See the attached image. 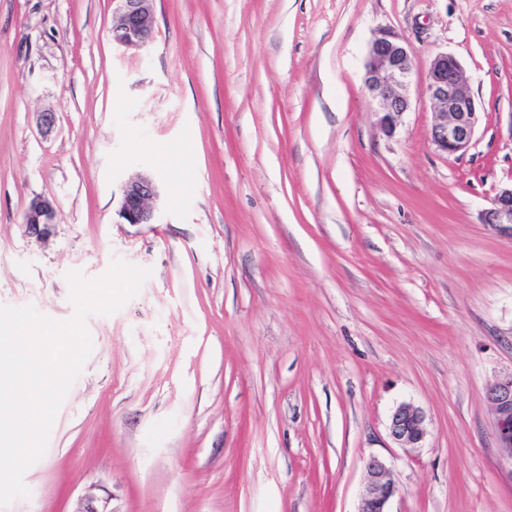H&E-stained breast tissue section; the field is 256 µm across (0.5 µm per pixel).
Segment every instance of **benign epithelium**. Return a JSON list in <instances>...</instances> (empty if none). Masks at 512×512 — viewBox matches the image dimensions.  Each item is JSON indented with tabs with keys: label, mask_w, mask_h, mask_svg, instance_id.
Instances as JSON below:
<instances>
[{
	"label": "benign epithelium",
	"mask_w": 512,
	"mask_h": 512,
	"mask_svg": "<svg viewBox=\"0 0 512 512\" xmlns=\"http://www.w3.org/2000/svg\"><path fill=\"white\" fill-rule=\"evenodd\" d=\"M119 16L110 34L112 44L124 49H142L153 39L154 0H119ZM413 49L390 32H383L370 44L365 64V86L378 101L382 130L395 133L401 116L411 107L408 93ZM427 91L437 110L431 143L446 155H462L470 147L480 122L469 76L461 63L448 53H439L430 62ZM159 197L155 180L141 174L120 186L118 216L125 224H150L154 220L152 202ZM54 202L34 198L24 213L28 234L43 239L54 225ZM482 223L512 234V184L501 186L491 207L481 215ZM494 416V432L505 460L512 465V375L495 383L487 393ZM423 412L410 404L397 406L391 414L389 430L404 448H417L426 436ZM397 486L384 461L372 457L366 464V481L356 512H388ZM74 512H111L108 501L94 495L82 498Z\"/></svg>",
	"instance_id": "obj_1"
}]
</instances>
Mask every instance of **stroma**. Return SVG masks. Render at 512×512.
Here are the masks:
<instances>
[{
    "instance_id": "35a3bbf8",
    "label": "stroma",
    "mask_w": 512,
    "mask_h": 512,
    "mask_svg": "<svg viewBox=\"0 0 512 512\" xmlns=\"http://www.w3.org/2000/svg\"><path fill=\"white\" fill-rule=\"evenodd\" d=\"M116 15L0 0V305L65 321L67 272L152 271L87 317L30 495L0 512H356L373 456L389 512H512L487 400L512 374V235L480 219L512 181V0H155L141 50L113 46ZM384 31L413 49L391 137L363 81ZM442 52L481 112L459 158L430 142ZM143 173L155 219L121 223ZM403 403L421 447L390 435ZM54 202L45 197H35L24 213L23 224L28 234L36 238L50 236L54 225ZM425 416L409 404H400L391 414L389 430L395 442L404 448H418L426 436Z\"/></svg>"
}]
</instances>
